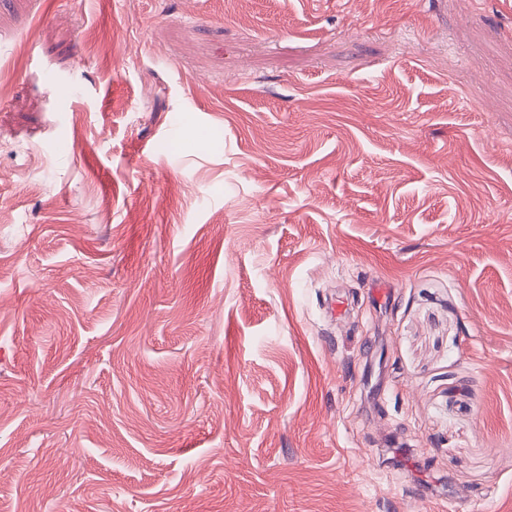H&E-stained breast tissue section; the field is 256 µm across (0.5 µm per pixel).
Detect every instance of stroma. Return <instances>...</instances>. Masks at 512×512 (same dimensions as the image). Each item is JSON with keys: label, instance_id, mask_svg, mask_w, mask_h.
Returning a JSON list of instances; mask_svg holds the SVG:
<instances>
[{"label": "stroma", "instance_id": "1", "mask_svg": "<svg viewBox=\"0 0 512 512\" xmlns=\"http://www.w3.org/2000/svg\"><path fill=\"white\" fill-rule=\"evenodd\" d=\"M0 512H512V0H0Z\"/></svg>", "mask_w": 512, "mask_h": 512}]
</instances>
